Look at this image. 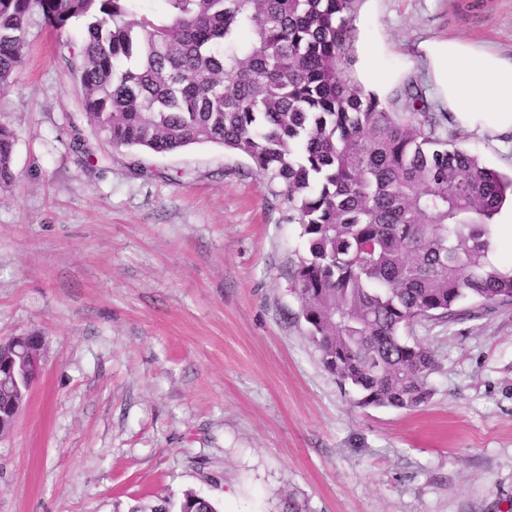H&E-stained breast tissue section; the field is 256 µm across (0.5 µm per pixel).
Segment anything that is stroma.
Listing matches in <instances>:
<instances>
[{
    "instance_id": "35a3bbf8",
    "label": "stroma",
    "mask_w": 512,
    "mask_h": 512,
    "mask_svg": "<svg viewBox=\"0 0 512 512\" xmlns=\"http://www.w3.org/2000/svg\"><path fill=\"white\" fill-rule=\"evenodd\" d=\"M460 38L512 57V0H359L361 41L426 86L417 46ZM41 19L0 124L17 136L0 189V338L39 333L44 371L0 437V512H128L193 490L221 512H512V307L404 335L438 364L408 411L359 404L323 368L290 269L296 214L214 144L113 153ZM512 174V138L451 129ZM103 157L86 169L75 139Z\"/></svg>"
}]
</instances>
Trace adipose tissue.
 <instances>
[{"instance_id":"adipose-tissue-1","label":"adipose tissue","mask_w":512,"mask_h":512,"mask_svg":"<svg viewBox=\"0 0 512 512\" xmlns=\"http://www.w3.org/2000/svg\"><path fill=\"white\" fill-rule=\"evenodd\" d=\"M419 51L436 100L461 126L512 132V58L455 38L422 42Z\"/></svg>"}]
</instances>
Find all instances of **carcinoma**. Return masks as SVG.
I'll return each mask as SVG.
<instances>
[{
	"label": "carcinoma",
	"mask_w": 512,
	"mask_h": 512,
	"mask_svg": "<svg viewBox=\"0 0 512 512\" xmlns=\"http://www.w3.org/2000/svg\"><path fill=\"white\" fill-rule=\"evenodd\" d=\"M0 0V86L21 68L30 21L61 33L91 126L116 150L216 144L246 158L298 215L308 257L289 276L327 372L366 406L411 410L433 395L431 351L401 332L512 306V269L490 259L512 179L441 137L406 84L391 110L342 67L358 0ZM0 125V188L15 182ZM179 512H217L193 491Z\"/></svg>",
	"instance_id": "obj_1"
}]
</instances>
